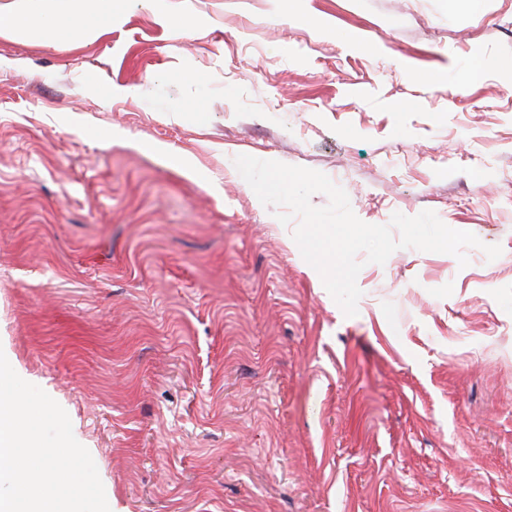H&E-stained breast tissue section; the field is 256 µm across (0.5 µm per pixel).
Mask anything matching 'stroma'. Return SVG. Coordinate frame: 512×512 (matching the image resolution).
<instances>
[{
  "mask_svg": "<svg viewBox=\"0 0 512 512\" xmlns=\"http://www.w3.org/2000/svg\"><path fill=\"white\" fill-rule=\"evenodd\" d=\"M163 2L0 31V351L111 512H512V0ZM239 155L483 246L365 264L345 316Z\"/></svg>",
  "mask_w": 512,
  "mask_h": 512,
  "instance_id": "1",
  "label": "stroma"
}]
</instances>
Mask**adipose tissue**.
Returning <instances> with one entry per match:
<instances>
[{
  "label": "adipose tissue",
  "mask_w": 512,
  "mask_h": 512,
  "mask_svg": "<svg viewBox=\"0 0 512 512\" xmlns=\"http://www.w3.org/2000/svg\"><path fill=\"white\" fill-rule=\"evenodd\" d=\"M113 0H26L23 11L0 13V30L17 36L97 38L112 26Z\"/></svg>",
  "instance_id": "obj_1"
}]
</instances>
